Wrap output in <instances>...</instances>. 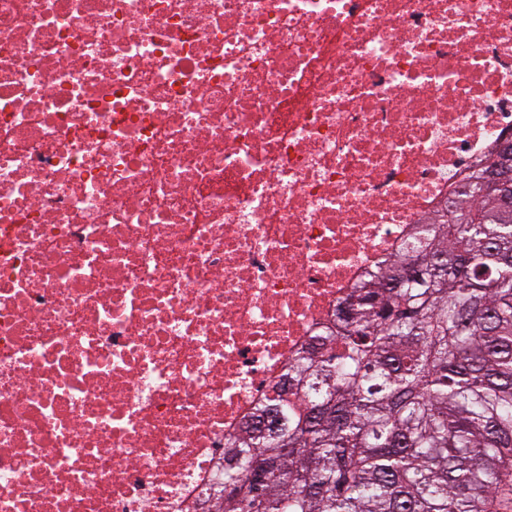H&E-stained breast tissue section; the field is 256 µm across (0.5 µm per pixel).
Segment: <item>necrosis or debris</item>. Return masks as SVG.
<instances>
[{"label": "necrosis or debris", "mask_w": 512, "mask_h": 512, "mask_svg": "<svg viewBox=\"0 0 512 512\" xmlns=\"http://www.w3.org/2000/svg\"><path fill=\"white\" fill-rule=\"evenodd\" d=\"M510 136L512 0H0V512H214Z\"/></svg>", "instance_id": "4bbe7bcc"}]
</instances>
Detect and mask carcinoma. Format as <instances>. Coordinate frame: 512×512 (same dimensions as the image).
Wrapping results in <instances>:
<instances>
[{"label": "carcinoma", "instance_id": "1", "mask_svg": "<svg viewBox=\"0 0 512 512\" xmlns=\"http://www.w3.org/2000/svg\"><path fill=\"white\" fill-rule=\"evenodd\" d=\"M498 163L288 363L256 415L267 432L247 427L225 449L218 512H512V213L487 184Z\"/></svg>", "mask_w": 512, "mask_h": 512}]
</instances>
